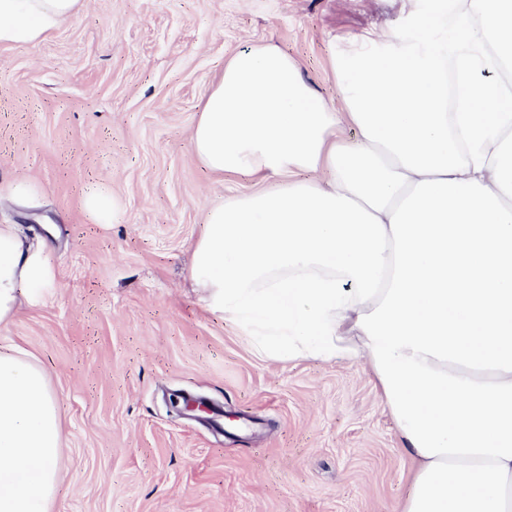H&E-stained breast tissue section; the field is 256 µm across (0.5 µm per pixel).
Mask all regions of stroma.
I'll return each instance as SVG.
<instances>
[{
    "instance_id": "35a3bbf8",
    "label": "stroma",
    "mask_w": 512,
    "mask_h": 512,
    "mask_svg": "<svg viewBox=\"0 0 512 512\" xmlns=\"http://www.w3.org/2000/svg\"><path fill=\"white\" fill-rule=\"evenodd\" d=\"M404 0H84L33 46L0 45V225L47 239L51 290L0 325L58 400L51 512H394L409 464L358 366L257 356L189 279L207 211L260 191L191 144L215 76L273 44L336 101L330 40L402 23ZM120 208L93 223L84 193ZM198 396L222 410L173 406Z\"/></svg>"
}]
</instances>
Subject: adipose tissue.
I'll return each instance as SVG.
<instances>
[{"label":"adipose tissue","mask_w":512,"mask_h":512,"mask_svg":"<svg viewBox=\"0 0 512 512\" xmlns=\"http://www.w3.org/2000/svg\"><path fill=\"white\" fill-rule=\"evenodd\" d=\"M81 6L0 0V44ZM331 62L341 112L273 45L213 83L193 150L264 187L209 210L199 301L260 357L371 375L411 462L396 512H512V0L411 7ZM50 282L47 247L1 224L0 325ZM61 442L41 369L0 350V512H50Z\"/></svg>","instance_id":"adipose-tissue-1"}]
</instances>
